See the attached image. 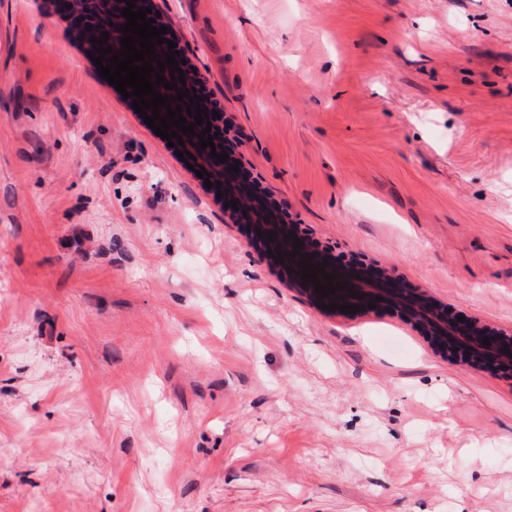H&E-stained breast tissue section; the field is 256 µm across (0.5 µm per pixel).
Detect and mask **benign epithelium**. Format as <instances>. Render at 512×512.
<instances>
[{
    "label": "benign epithelium",
    "instance_id": "obj_1",
    "mask_svg": "<svg viewBox=\"0 0 512 512\" xmlns=\"http://www.w3.org/2000/svg\"><path fill=\"white\" fill-rule=\"evenodd\" d=\"M62 9L68 10L71 24L74 30L85 34L87 37H102V33L109 34L107 45L112 51L121 50L120 40L124 33L119 27L127 23L121 10L127 7L124 0H55ZM91 30H86V27ZM214 122L213 113L204 117V124L194 126L195 134L182 136V141L197 140V136L203 138L214 136L213 143L216 154H211V148L203 149L210 155L211 163L208 173L216 177L225 171L224 163L218 161V155L226 152L224 148L223 134L217 133L216 127H211L210 133H203L207 123ZM218 191H224V202L237 201L238 210L226 207V210L235 212L240 217L251 223L252 233L258 244L267 246L275 253H282V257L289 260L291 267L289 272L302 281V267L299 262L302 256L312 255L309 263L318 267L315 274H321L319 266L328 262L324 271L338 275L341 288L335 293L320 297L315 292L313 283L306 282L301 285L302 290L316 304H344L368 305L373 304L377 308L398 309L401 313L428 339L436 352L443 356L457 355L468 362L491 369L495 374H512V330L495 329L470 317L458 320V313L448 311V306L437 302L424 289L414 288L405 281L389 275L383 268L356 260L345 269L337 270L334 265V256L328 250H320L309 237L298 232L293 224H273L266 214L255 209V202L247 193L216 187ZM274 236H269V233ZM292 234L303 241L301 249H296L295 242L286 238ZM300 251V255L293 257L291 253ZM360 293V298L352 296V292ZM382 300H376V297ZM489 339L490 344H483L484 339Z\"/></svg>",
    "mask_w": 512,
    "mask_h": 512
}]
</instances>
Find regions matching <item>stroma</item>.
Returning <instances> with one entry per match:
<instances>
[{
  "label": "stroma",
  "mask_w": 512,
  "mask_h": 512,
  "mask_svg": "<svg viewBox=\"0 0 512 512\" xmlns=\"http://www.w3.org/2000/svg\"><path fill=\"white\" fill-rule=\"evenodd\" d=\"M315 240L512 329V0H151ZM0 0V512H512V378L314 304Z\"/></svg>",
  "instance_id": "35a3bbf8"
}]
</instances>
